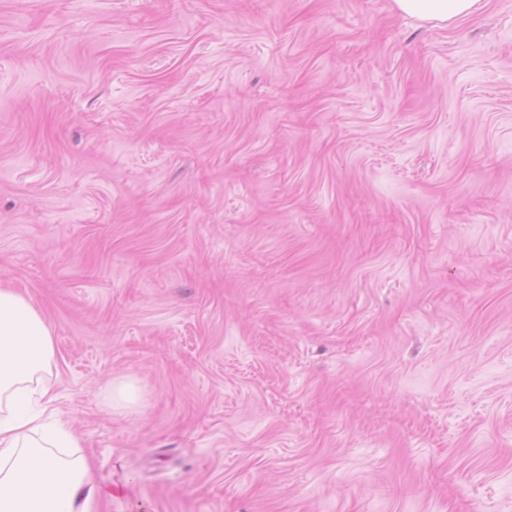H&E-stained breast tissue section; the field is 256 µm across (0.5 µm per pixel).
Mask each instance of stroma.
I'll return each mask as SVG.
<instances>
[{"instance_id": "obj_1", "label": "stroma", "mask_w": 512, "mask_h": 512, "mask_svg": "<svg viewBox=\"0 0 512 512\" xmlns=\"http://www.w3.org/2000/svg\"><path fill=\"white\" fill-rule=\"evenodd\" d=\"M0 287L97 512H512V0H0ZM395 9L426 23L450 26L484 8L486 0H392Z\"/></svg>"}]
</instances>
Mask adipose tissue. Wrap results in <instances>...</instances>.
<instances>
[{
	"mask_svg": "<svg viewBox=\"0 0 512 512\" xmlns=\"http://www.w3.org/2000/svg\"><path fill=\"white\" fill-rule=\"evenodd\" d=\"M395 9L449 26L484 8L486 0H392ZM54 340L41 310L0 288V512H92L107 488L90 481L80 440L55 421L49 375Z\"/></svg>",
	"mask_w": 512,
	"mask_h": 512,
	"instance_id": "ef3b65f1",
	"label": "adipose tissue"
}]
</instances>
